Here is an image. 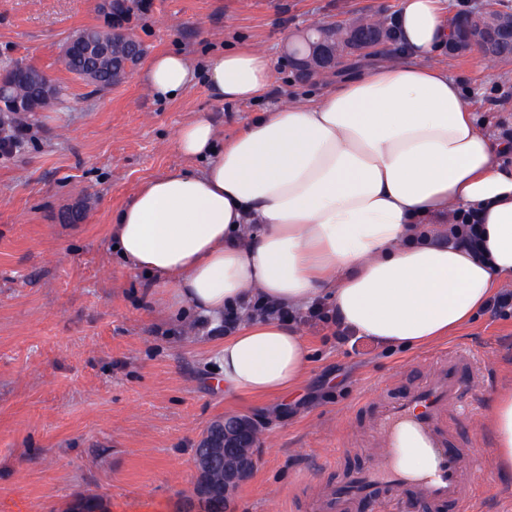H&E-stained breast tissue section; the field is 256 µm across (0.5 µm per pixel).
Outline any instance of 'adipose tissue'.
<instances>
[{"mask_svg": "<svg viewBox=\"0 0 512 512\" xmlns=\"http://www.w3.org/2000/svg\"><path fill=\"white\" fill-rule=\"evenodd\" d=\"M453 38L446 0H401L394 64H367L315 98H288L220 139L201 113L175 147L196 168L143 183L115 215L110 238L126 265L149 273L170 308L213 325L250 293L304 311L328 298L342 326L377 343L421 349L470 322L512 279V164L478 125L436 60ZM273 62L241 48L191 65L153 56L155 98L182 97L205 78L234 105L268 88ZM473 213L481 247L448 241L447 216ZM300 332L252 319L220 350L224 394L259 402L291 394L307 372ZM482 427L512 478V388Z\"/></svg>", "mask_w": 512, "mask_h": 512, "instance_id": "1", "label": "adipose tissue"}]
</instances>
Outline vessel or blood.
<instances>
[{
    "label": "vessel or blood",
    "mask_w": 512,
    "mask_h": 512,
    "mask_svg": "<svg viewBox=\"0 0 512 512\" xmlns=\"http://www.w3.org/2000/svg\"><path fill=\"white\" fill-rule=\"evenodd\" d=\"M482 372L480 360L455 354L438 364L427 383L401 400L379 406L372 416V429L383 454L371 468L350 473L317 494L312 501L314 512H358L367 502L375 512H400L409 495L434 503L452 501L467 512L463 473L478 468L480 456L472 448L449 447L444 422L449 409L459 408L466 394L476 392ZM407 449L427 458V471L412 474L401 465L400 455Z\"/></svg>",
    "instance_id": "vessel-or-blood-1"
}]
</instances>
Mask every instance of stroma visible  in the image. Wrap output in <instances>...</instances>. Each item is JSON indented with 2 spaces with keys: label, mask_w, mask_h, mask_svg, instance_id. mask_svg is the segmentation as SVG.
Listing matches in <instances>:
<instances>
[{
  "label": "stroma",
  "mask_w": 512,
  "mask_h": 512,
  "mask_svg": "<svg viewBox=\"0 0 512 512\" xmlns=\"http://www.w3.org/2000/svg\"><path fill=\"white\" fill-rule=\"evenodd\" d=\"M399 0H141L129 22L148 53L182 52L192 64L224 50L262 48L273 60L265 94L227 106L197 84L155 99L142 73L104 91L66 71L61 48L98 24L96 0H0V63L21 60L62 89L35 115L20 154L0 158V512H71L77 500L154 502L160 512H204L192 493L200 435L227 414L256 416L255 402L225 398L221 337L191 310L173 313L148 294L142 273L112 250L109 224L149 179L185 165L178 129L213 115L225 136L292 92L333 86L289 67L287 36L347 16L387 19ZM491 136L512 130V61L490 68L476 53L440 54ZM80 220L61 221L64 209ZM308 375L267 406L251 478L232 512H304L300 481L316 494L368 464L380 448L369 416L384 395L424 383L430 355L463 349L484 365L471 403L449 435L481 454L464 481L470 512H512V482L497 472L481 430L497 389L512 383V313H478L453 337L401 351L361 339L337 345L334 327H301Z\"/></svg>",
  "instance_id": "1"
}]
</instances>
